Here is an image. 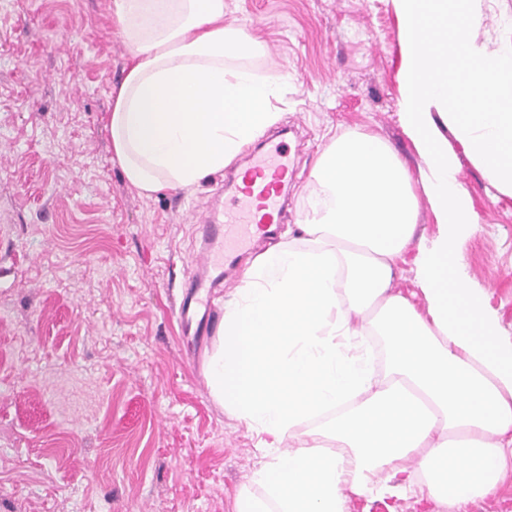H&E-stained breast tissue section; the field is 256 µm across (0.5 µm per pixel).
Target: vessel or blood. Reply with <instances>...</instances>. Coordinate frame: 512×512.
Here are the masks:
<instances>
[{
    "mask_svg": "<svg viewBox=\"0 0 512 512\" xmlns=\"http://www.w3.org/2000/svg\"><path fill=\"white\" fill-rule=\"evenodd\" d=\"M293 170L284 145L256 153L241 181H228L232 195L221 211L209 214L197 228L204 247L185 278L188 301L211 306L224 281L223 258L280 223L285 205V179Z\"/></svg>",
    "mask_w": 512,
    "mask_h": 512,
    "instance_id": "vessel-or-blood-1",
    "label": "vessel or blood"
}]
</instances>
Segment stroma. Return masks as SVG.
Masks as SVG:
<instances>
[{"instance_id": "obj_1", "label": "stroma", "mask_w": 512, "mask_h": 512, "mask_svg": "<svg viewBox=\"0 0 512 512\" xmlns=\"http://www.w3.org/2000/svg\"><path fill=\"white\" fill-rule=\"evenodd\" d=\"M111 3L0 0V512H232L263 453L210 393L203 306L178 316L192 226L223 208L224 176L149 197L128 186L107 129L129 62ZM224 20L263 40L256 72L288 76L289 224L342 130L416 169L392 0H224ZM448 145L480 217L470 276L512 333V199L492 201Z\"/></svg>"}]
</instances>
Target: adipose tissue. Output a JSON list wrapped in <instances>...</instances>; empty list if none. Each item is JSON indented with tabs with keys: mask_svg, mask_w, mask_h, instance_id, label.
I'll return each mask as SVG.
<instances>
[{
	"mask_svg": "<svg viewBox=\"0 0 512 512\" xmlns=\"http://www.w3.org/2000/svg\"><path fill=\"white\" fill-rule=\"evenodd\" d=\"M392 3L418 169L368 133L331 140L298 236L257 256L225 299L210 393L268 457L233 512H347L349 496L417 483L466 512L512 476V339L469 276L480 220L448 146L512 198V27L491 49L480 0ZM112 18L130 58L111 91L112 159L139 195L198 185L280 119L288 77L242 65L265 46L225 24L224 0H112ZM421 194L429 237L416 234ZM406 273L417 294L395 289Z\"/></svg>",
	"mask_w": 512,
	"mask_h": 512,
	"instance_id": "ef3b65f1",
	"label": "adipose tissue"
}]
</instances>
